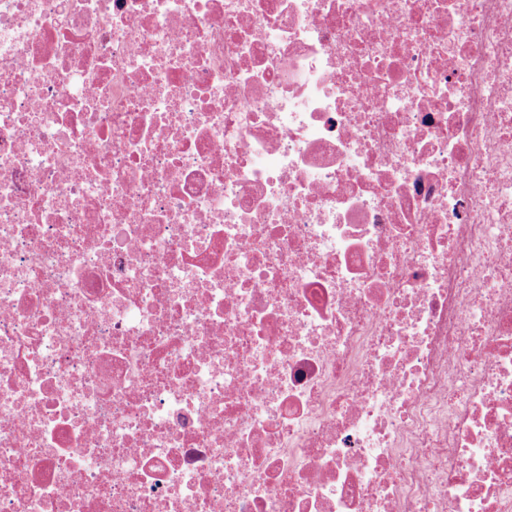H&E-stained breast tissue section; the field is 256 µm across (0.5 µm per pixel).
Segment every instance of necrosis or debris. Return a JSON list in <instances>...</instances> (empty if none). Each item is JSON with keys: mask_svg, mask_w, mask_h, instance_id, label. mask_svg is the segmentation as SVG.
I'll return each instance as SVG.
<instances>
[{"mask_svg": "<svg viewBox=\"0 0 512 512\" xmlns=\"http://www.w3.org/2000/svg\"><path fill=\"white\" fill-rule=\"evenodd\" d=\"M0 512H512V0H0Z\"/></svg>", "mask_w": 512, "mask_h": 512, "instance_id": "obj_1", "label": "necrosis or debris"}]
</instances>
